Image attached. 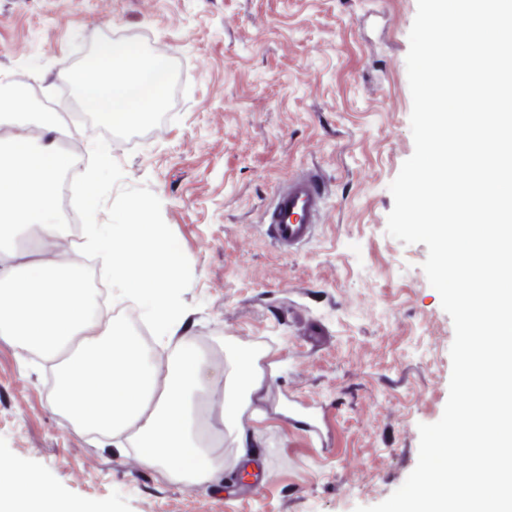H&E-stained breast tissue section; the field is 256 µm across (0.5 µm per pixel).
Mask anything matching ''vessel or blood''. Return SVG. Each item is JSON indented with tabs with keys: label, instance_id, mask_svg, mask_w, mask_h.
<instances>
[{
	"label": "vessel or blood",
	"instance_id": "1",
	"mask_svg": "<svg viewBox=\"0 0 512 512\" xmlns=\"http://www.w3.org/2000/svg\"><path fill=\"white\" fill-rule=\"evenodd\" d=\"M325 186L313 174L289 178L268 212L272 237L282 250L291 251L313 236L324 206Z\"/></svg>",
	"mask_w": 512,
	"mask_h": 512
}]
</instances>
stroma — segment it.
I'll use <instances>...</instances> for the list:
<instances>
[{
  "label": "stroma",
  "mask_w": 512,
  "mask_h": 512,
  "mask_svg": "<svg viewBox=\"0 0 512 512\" xmlns=\"http://www.w3.org/2000/svg\"><path fill=\"white\" fill-rule=\"evenodd\" d=\"M416 0H0V93L77 118L58 140L77 166L61 222H82L98 169L106 224L152 205L186 279L192 333L217 367L263 353L275 366L241 426L256 476L226 461L186 487L76 431L49 407L52 372L0 340V466L38 473L87 512H354L384 501L418 459L422 423L448 397L453 324L422 269L423 244L386 233L389 185L414 150L406 70ZM122 40L171 71L148 120L83 119L75 76ZM112 156L99 166L96 147ZM313 170L327 205L313 238L283 253L261 217L278 184Z\"/></svg>",
  "instance_id": "35a3bbf8"
}]
</instances>
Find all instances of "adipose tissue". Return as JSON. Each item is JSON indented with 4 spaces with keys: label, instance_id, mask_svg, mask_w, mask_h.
Instances as JSON below:
<instances>
[{
    "label": "adipose tissue",
    "instance_id": "1",
    "mask_svg": "<svg viewBox=\"0 0 512 512\" xmlns=\"http://www.w3.org/2000/svg\"><path fill=\"white\" fill-rule=\"evenodd\" d=\"M170 74L163 58L142 59L121 41L101 43L77 75L84 109L98 123L132 125L154 112ZM16 97L0 102V339L39 354L54 368L53 410L78 430L106 438L130 435L140 460L161 467L185 486L212 480L224 459L211 437L238 432V459H253L254 441L239 429V416L267 379L254 357L232 358L222 387L210 386L209 358L191 332L194 321L177 294L185 267L160 224H104L95 180L84 192L81 251L98 254L112 284V303L139 301L155 336L171 345L166 367L150 361L140 336L104 313L74 263L33 261L18 247L33 227L39 241L68 236L54 221L61 175L75 158L30 137ZM209 392L220 402L210 435L200 429L196 398ZM0 512H74L47 495L40 477L11 469L0 473Z\"/></svg>",
    "mask_w": 512,
    "mask_h": 512
}]
</instances>
